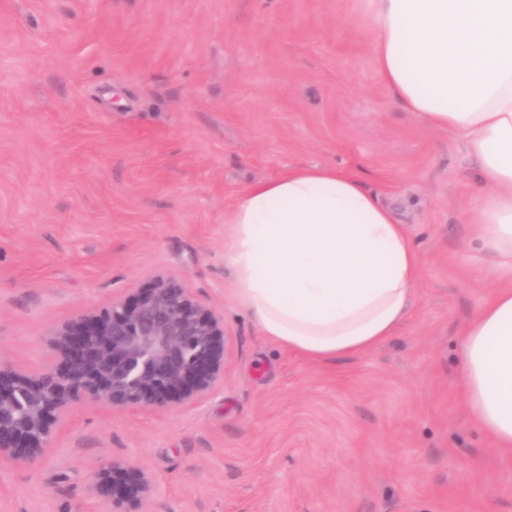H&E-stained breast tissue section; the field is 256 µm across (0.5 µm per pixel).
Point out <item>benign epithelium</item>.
I'll list each match as a JSON object with an SVG mask.
<instances>
[{
    "instance_id": "obj_1",
    "label": "benign epithelium",
    "mask_w": 512,
    "mask_h": 512,
    "mask_svg": "<svg viewBox=\"0 0 512 512\" xmlns=\"http://www.w3.org/2000/svg\"><path fill=\"white\" fill-rule=\"evenodd\" d=\"M231 338L175 277L159 276L51 332V362L26 373L0 365V461L28 464L50 448L80 404L166 411L224 384ZM102 512H147L152 481L131 462L109 461L88 486Z\"/></svg>"
}]
</instances>
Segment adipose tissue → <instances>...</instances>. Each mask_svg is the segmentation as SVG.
<instances>
[{"label":"adipose tissue","mask_w":512,"mask_h":512,"mask_svg":"<svg viewBox=\"0 0 512 512\" xmlns=\"http://www.w3.org/2000/svg\"><path fill=\"white\" fill-rule=\"evenodd\" d=\"M383 85L447 129L489 187L469 209L500 288L461 336L470 420L512 456V0H369ZM227 222L233 296L261 335L329 363L375 348L407 317L422 267L398 210L350 170L288 168L254 184Z\"/></svg>","instance_id":"1"}]
</instances>
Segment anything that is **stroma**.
Returning a JSON list of instances; mask_svg holds the SVG:
<instances>
[{
    "instance_id": "1",
    "label": "stroma",
    "mask_w": 512,
    "mask_h": 512,
    "mask_svg": "<svg viewBox=\"0 0 512 512\" xmlns=\"http://www.w3.org/2000/svg\"><path fill=\"white\" fill-rule=\"evenodd\" d=\"M368 0H0V363L58 324L179 278L224 320V384L166 412L76 406L0 512H99L104 461L150 512H512V462L457 394L460 333L498 283L471 240L484 189L459 137L381 83ZM293 164L407 201L424 263L395 336L309 362L257 332L226 216ZM88 492L99 500L103 512H148L152 481L140 466L112 460L99 465Z\"/></svg>"
}]
</instances>
